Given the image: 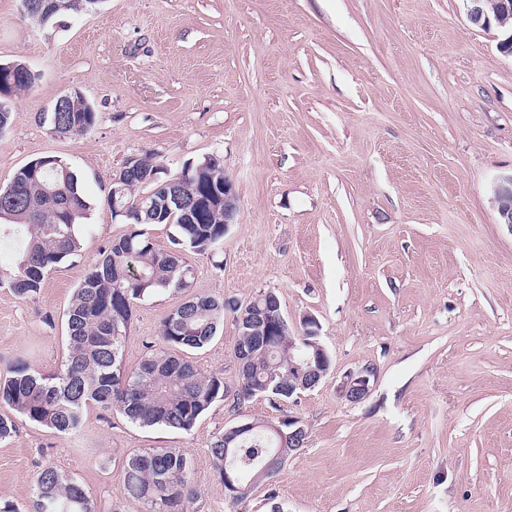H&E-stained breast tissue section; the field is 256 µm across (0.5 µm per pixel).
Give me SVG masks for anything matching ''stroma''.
Instances as JSON below:
<instances>
[{
    "label": "stroma",
    "mask_w": 512,
    "mask_h": 512,
    "mask_svg": "<svg viewBox=\"0 0 512 512\" xmlns=\"http://www.w3.org/2000/svg\"><path fill=\"white\" fill-rule=\"evenodd\" d=\"M463 0H101L46 25L0 0V63L34 85L8 100L0 187L56 156L82 179V249L36 295L0 287V369L66 357L64 312L88 268L130 231L105 202L126 161L154 153L159 180L220 157L239 210L212 255L188 254L194 295L245 304L274 291L297 329L320 325L331 359L297 400L217 399L191 431L141 428L89 404L77 433L29 422L0 442V503L29 512L37 474L73 476L95 512H147L125 496L145 448L190 458L186 512H512V229L492 203L512 173V57ZM97 114L52 134L57 99ZM181 296L136 302L123 348L134 369L163 351ZM232 314L192 358L234 385ZM370 394L345 401L347 375ZM298 418L305 447L231 504L210 447L225 429ZM62 97L57 111L51 112L50 115L52 133L63 137L83 135L95 122L96 112L94 108L76 92L72 97L70 93ZM67 101L69 102L66 106V112H59L62 104ZM55 113L57 114V121L53 122Z\"/></svg>",
    "instance_id": "stroma-1"
}]
</instances>
